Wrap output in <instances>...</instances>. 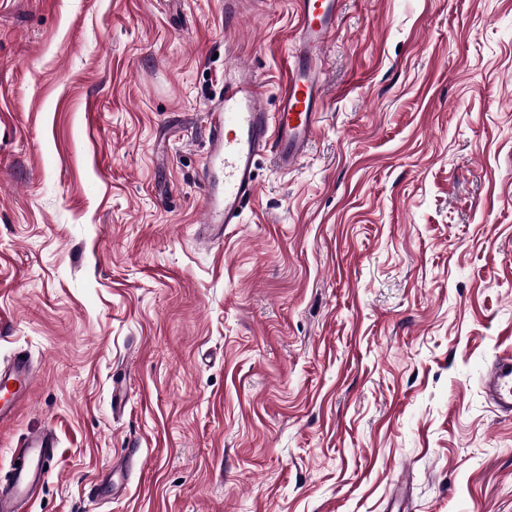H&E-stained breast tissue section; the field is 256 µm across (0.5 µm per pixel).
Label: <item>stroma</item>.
<instances>
[{
	"label": "stroma",
	"instance_id": "stroma-1",
	"mask_svg": "<svg viewBox=\"0 0 512 512\" xmlns=\"http://www.w3.org/2000/svg\"><path fill=\"white\" fill-rule=\"evenodd\" d=\"M296 24L0 0V363L37 371L0 471L59 441L28 512H512V0H343L308 157L196 245L203 113L238 64L274 111ZM488 402L502 415L512 416V357L494 362L483 379Z\"/></svg>",
	"mask_w": 512,
	"mask_h": 512
}]
</instances>
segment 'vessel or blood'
Returning a JSON list of instances; mask_svg holds the SVG:
<instances>
[{"label": "vessel or blood", "mask_w": 512, "mask_h": 512, "mask_svg": "<svg viewBox=\"0 0 512 512\" xmlns=\"http://www.w3.org/2000/svg\"><path fill=\"white\" fill-rule=\"evenodd\" d=\"M341 2L296 0V34L276 111L266 110L261 80L243 65L236 66L223 93L208 107V150L200 184L201 226L211 235L239 223L245 203L255 198L259 157L271 156L279 170L288 172L307 156L323 118L321 62L336 33ZM33 379L34 367L25 351H16L0 366V423L14 418L29 397ZM483 390L496 411L512 416V357L492 364ZM56 449L55 436L44 430L28 432L13 448V464L0 479V512H28Z\"/></svg>", "instance_id": "obj_1"}]
</instances>
